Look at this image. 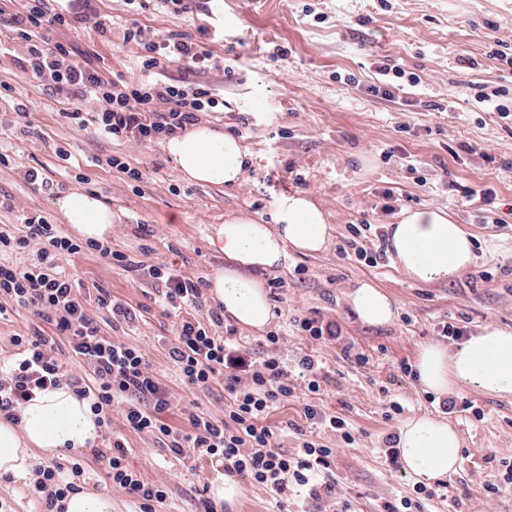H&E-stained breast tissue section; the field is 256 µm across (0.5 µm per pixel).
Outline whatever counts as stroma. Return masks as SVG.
<instances>
[{"label":"stroma","mask_w":512,"mask_h":512,"mask_svg":"<svg viewBox=\"0 0 512 512\" xmlns=\"http://www.w3.org/2000/svg\"><path fill=\"white\" fill-rule=\"evenodd\" d=\"M106 34L94 21L52 33L81 57L99 58L111 71L134 77L139 45L123 40L126 21L137 20L149 41L171 31L208 29L211 65L169 77L186 79L223 96L224 109L203 121L221 131L237 132L249 154L241 182L214 187L190 184L169 159L163 143L117 144L93 128L69 123L44 83L19 75L10 55L0 56V79L13 78L12 93L0 97V145L9 147L14 164L0 166V193L11 197L14 211L0 210V225L13 224L19 211L40 212L63 234L72 228L55 209L54 198L24 181L18 170L35 168L63 185L65 193H94L112 209L113 249L149 264H160L184 277L209 280L224 266V255L211 244L216 228L230 215L270 223L281 194L309 193L327 214L330 238L324 250L290 253L288 264L263 272L287 285L270 295L273 317L257 331L224 321L217 334L235 329L242 352L256 362L272 349L267 331L281 339L276 351L287 366L309 355L321 367L319 393L297 380L294 400L279 404L265 423L279 450L295 452L302 432L337 450L333 470L349 512H377L379 504L414 497L417 483L390 468L385 439L406 419L420 414L446 418L458 432L461 463L444 479L442 497L426 501L424 512H512V493L486 499L483 486L493 479L497 459H512V396H489L458 389L457 401L471 409L448 414L419 386L403 364H415L421 345L441 343L451 323L474 336L486 326L512 330V130L498 113L477 102L475 85L512 83V68L485 54L484 37L512 44V0H204L196 11L176 14L164 0H97ZM415 74L416 87L388 101L373 92L380 67ZM27 109L28 118L18 115ZM479 153H471V146ZM67 150L59 157L57 149ZM137 168L142 179L131 187L108 166L110 156ZM86 182H78L76 173ZM493 188L496 223L480 220L477 205L463 202L462 188ZM396 196L393 211L382 208L381 193ZM438 207L474 236L472 269L430 284L412 282L391 258L371 266L348 248L350 225L368 221L372 234L387 233L407 209ZM301 275H294V268ZM85 294L102 288L128 303L136 317L104 326L105 335L139 346L154 372L168 384L171 408L165 424L189 427L186 405L222 418L229 396L221 386L184 388L168 356L173 316L161 306V284L108 264L85 251L65 263ZM490 279H482L481 271ZM370 280L397 302L398 317L388 327L362 324L347 294ZM337 322L342 335L314 340L286 326L289 317ZM364 355L366 364L355 361ZM312 402L326 414L345 419L355 441L341 443L335 432L311 425L303 415ZM113 436L123 438L126 462L148 482L167 488L159 512H204L219 477L212 464L195 465L170 452L155 437L126 429L112 420ZM84 489L112 497V512H139L135 498L113 488L106 459L92 450L78 453ZM71 451L58 462L67 463ZM241 495L223 512H327V501L299 493L281 503L262 486L240 480Z\"/></svg>","instance_id":"35a3bbf8"}]
</instances>
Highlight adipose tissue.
I'll return each mask as SVG.
<instances>
[{
    "label": "adipose tissue",
    "mask_w": 512,
    "mask_h": 512,
    "mask_svg": "<svg viewBox=\"0 0 512 512\" xmlns=\"http://www.w3.org/2000/svg\"><path fill=\"white\" fill-rule=\"evenodd\" d=\"M165 150L186 180L217 186L240 183L248 158L235 136L206 124L170 137ZM56 207L85 239L101 240L112 230V210L96 195L71 194L58 199ZM328 231L323 210L298 191L277 200L274 225L246 216L228 217L211 240L224 255L223 268L209 280L211 299L237 323L264 328L272 313L259 272L284 265L289 250H322ZM473 247L471 235L439 208L405 212L389 227L391 258L415 283L464 272L473 263ZM349 303L358 319L371 327L391 325L398 316L393 297L369 281L357 284ZM415 368L422 388L437 396L459 387L512 395V331L490 325L452 351L422 345ZM98 434L88 402L71 389L37 392L23 408L20 425L0 420V477L27 475L34 451L54 455L66 448L83 449L94 444ZM397 448L403 471L426 484L455 473L461 461L457 432L430 415L405 420L398 429Z\"/></svg>",
    "instance_id": "obj_1"
}]
</instances>
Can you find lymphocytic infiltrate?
<instances>
[{
  "label": "lymphocytic infiltrate",
  "mask_w": 512,
  "mask_h": 512,
  "mask_svg": "<svg viewBox=\"0 0 512 512\" xmlns=\"http://www.w3.org/2000/svg\"><path fill=\"white\" fill-rule=\"evenodd\" d=\"M17 10L0 6L9 16V40L18 53L21 74L47 83L62 98L63 118L78 126H93L115 140L154 144L185 131L220 105L216 94L201 84L169 78L173 64L192 68L210 62L212 54L201 40L169 32L160 41H143V31L130 23L126 42L142 44L140 77L102 72L91 60L75 58L69 45L51 40L50 32L72 28L96 14L95 0H71L65 12L55 11L50 0H19ZM14 230L0 229V319L9 312L27 310L49 324V336H11L12 358L0 362V418L19 423L21 411L36 392L62 386L72 389L90 407L102 425H111V411H119L126 427L165 441L176 455L192 454L194 462L219 459L227 474L262 485L280 498L307 489L313 498H336L338 481L332 470L334 450L303 440L297 452L275 448L272 431L262 421L276 404L293 397L296 386L287 367L271 356L261 363L234 349L230 337L215 335L212 324L194 315L201 306L202 283L145 264L111 246L80 242L61 234L49 217L23 214ZM119 267L162 281L164 303L179 317L169 355L186 387L224 386L231 401L223 419L189 413L190 429L181 432L162 423L171 406V394L149 367L140 348L104 335L89 314L75 280L63 262L84 250ZM65 337L74 357L86 367L83 375H68L55 355V336ZM121 441L106 443L108 477L112 486L135 497L139 512H156L167 491L144 481L125 463ZM31 493L42 500L43 512H60L67 495L78 492L84 473L80 460L69 464H35Z\"/></svg>",
  "instance_id": "lymphocytic-infiltrate-1"
}]
</instances>
